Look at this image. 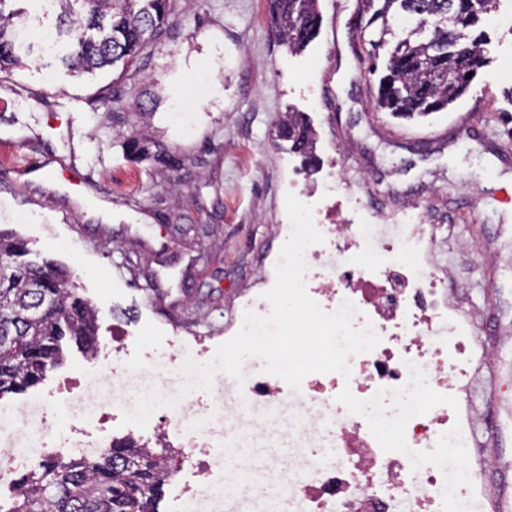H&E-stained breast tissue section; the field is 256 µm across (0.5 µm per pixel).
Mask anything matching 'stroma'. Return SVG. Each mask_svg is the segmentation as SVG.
I'll use <instances>...</instances> for the list:
<instances>
[{
    "label": "stroma",
    "instance_id": "1",
    "mask_svg": "<svg viewBox=\"0 0 512 512\" xmlns=\"http://www.w3.org/2000/svg\"><path fill=\"white\" fill-rule=\"evenodd\" d=\"M320 6V36L293 55L268 34L267 0H178L172 38L121 82L116 112L89 99L111 70L74 77L37 50L0 73V228L27 241L30 260L70 269L99 311L100 335L116 323L143 346L172 328L223 335L241 297L275 271L268 253L286 215L283 187L301 164L277 124L288 108L305 112L318 157L337 163L342 196H360L391 232L409 209L445 226L439 260L493 352L465 400L469 464L491 460L483 488L494 512H512V77L498 75L512 35L481 22L490 63L469 91L446 111L396 119L375 109L378 78L358 62L373 36L358 8L337 16L330 0ZM316 57L321 67L306 76ZM310 83L320 97L307 96ZM130 137L137 152L124 147ZM161 152L172 166L157 161ZM45 156L78 169L89 198L111 204V223L70 195L61 171L17 180V166ZM56 435L34 418L8 439L34 469Z\"/></svg>",
    "mask_w": 512,
    "mask_h": 512
}]
</instances>
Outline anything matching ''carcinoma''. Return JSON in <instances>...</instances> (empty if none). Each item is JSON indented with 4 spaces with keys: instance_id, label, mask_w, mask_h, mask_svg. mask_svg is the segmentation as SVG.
<instances>
[{
    "instance_id": "obj_1",
    "label": "carcinoma",
    "mask_w": 512,
    "mask_h": 512,
    "mask_svg": "<svg viewBox=\"0 0 512 512\" xmlns=\"http://www.w3.org/2000/svg\"><path fill=\"white\" fill-rule=\"evenodd\" d=\"M19 0H0V71L22 63L20 34L39 27ZM58 10L56 42L66 43L63 66L93 74L149 54L170 34L177 0H48ZM269 31L287 51H300L320 33L319 0H269ZM369 13L365 27L378 38L368 42V71L378 68L386 36L400 18H415L416 28L399 39L386 59L375 106L398 117L442 112L470 87L486 66L472 34L481 16L500 0H362ZM294 131L308 169L316 167L314 133L302 112H287L280 122ZM24 241L0 232V397L24 391L64 360L63 340L87 353L97 348L98 312L70 288L68 272L52 261L34 263ZM173 459L162 458L132 440L95 457L44 459L18 478L10 512H152Z\"/></svg>"
}]
</instances>
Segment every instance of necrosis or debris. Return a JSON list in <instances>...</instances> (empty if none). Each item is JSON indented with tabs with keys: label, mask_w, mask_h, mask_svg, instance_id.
<instances>
[{
	"label": "necrosis or debris",
	"mask_w": 512,
	"mask_h": 512,
	"mask_svg": "<svg viewBox=\"0 0 512 512\" xmlns=\"http://www.w3.org/2000/svg\"><path fill=\"white\" fill-rule=\"evenodd\" d=\"M342 178L335 166L320 169L311 186L290 181L289 192L312 205L313 218L324 241L307 248V291L328 313L352 302L355 326L372 323L380 344L371 352L350 357V376L312 373L299 391L265 373L255 358L244 363V382L225 377L224 412L237 421L227 444L243 446L264 434V418L277 412L292 426L288 444L293 451L275 481L260 488H236L232 502L241 506L253 493L280 499L289 512H441L443 471L432 464L412 469L406 454L384 451L367 421L350 414L338 402L343 388L360 399L378 389L397 388L409 378L408 363L422 367L438 393L461 396L473 377L478 349L474 337L477 315L450 301L448 291L458 282L435 259L439 239L411 213L404 214L395 235L380 233L377 213L359 198L343 205L338 188ZM128 332L113 325L97 366L113 382L123 383ZM205 403L194 400L177 412L152 416L156 447L176 441L175 468L191 477L172 485L176 499L197 503L200 512H218L213 494L218 482L216 446L210 427L185 429L183 418L200 414ZM93 420L70 423L57 441L60 455L97 454L117 444L122 413L116 401L95 399ZM469 432L467 412L440 405L409 420L405 429L410 451L432 450L453 424Z\"/></svg>",
	"instance_id": "obj_1"
}]
</instances>
